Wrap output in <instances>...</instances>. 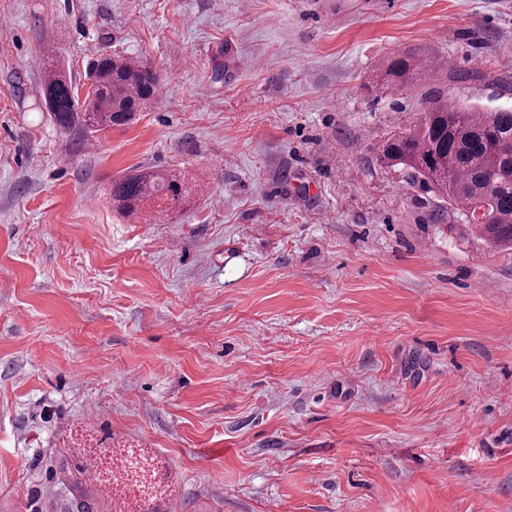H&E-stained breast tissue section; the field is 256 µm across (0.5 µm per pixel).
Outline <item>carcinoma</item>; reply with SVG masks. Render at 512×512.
<instances>
[{"label": "carcinoma", "instance_id": "1", "mask_svg": "<svg viewBox=\"0 0 512 512\" xmlns=\"http://www.w3.org/2000/svg\"><path fill=\"white\" fill-rule=\"evenodd\" d=\"M423 67L420 56L400 54L386 61L380 75L387 84L400 86ZM89 79L90 88L80 100L66 76L46 65L45 100L59 128L87 133L129 125L159 87L150 66L115 55L96 59ZM379 159L399 167L407 179L425 183L450 206L454 222L473 235L495 247L512 246V108H463L436 96L409 131L384 143ZM186 193L180 175L145 167L112 182V205L120 215L135 217L150 203L179 205ZM479 208L482 218L469 221ZM70 483L78 509L91 512L83 471L76 470Z\"/></svg>", "mask_w": 512, "mask_h": 512}]
</instances>
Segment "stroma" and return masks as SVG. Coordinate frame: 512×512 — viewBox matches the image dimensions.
Returning a JSON list of instances; mask_svg holds the SVG:
<instances>
[{
  "mask_svg": "<svg viewBox=\"0 0 512 512\" xmlns=\"http://www.w3.org/2000/svg\"><path fill=\"white\" fill-rule=\"evenodd\" d=\"M0 512L147 457L157 512H512V250L380 162L432 95L512 106V0H0ZM424 69L374 83L389 56ZM121 54L165 95L62 132ZM182 175L185 207L112 208ZM44 95L56 125L65 131L97 132L134 122L152 101L159 76L150 66L123 56L102 55L89 71L91 85L83 101L66 76L46 63ZM187 193L180 175L158 172L145 167L112 182V205L124 217H135L145 213L146 205L160 207L158 201L176 206L182 203Z\"/></svg>",
  "mask_w": 512,
  "mask_h": 512,
  "instance_id": "1",
  "label": "stroma"
}]
</instances>
